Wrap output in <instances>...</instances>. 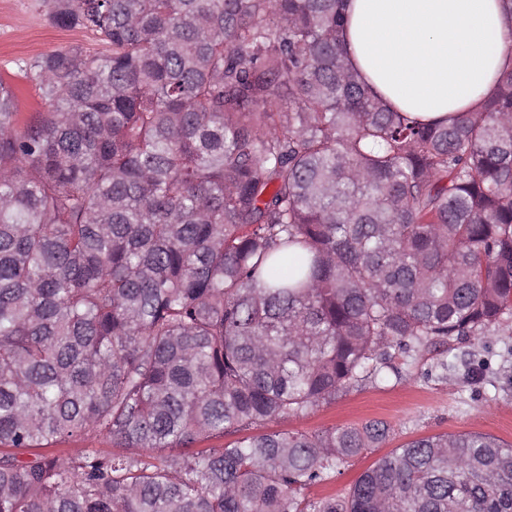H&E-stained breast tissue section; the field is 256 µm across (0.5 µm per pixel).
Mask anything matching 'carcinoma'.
<instances>
[{
	"instance_id": "1",
	"label": "carcinoma",
	"mask_w": 512,
	"mask_h": 512,
	"mask_svg": "<svg viewBox=\"0 0 512 512\" xmlns=\"http://www.w3.org/2000/svg\"><path fill=\"white\" fill-rule=\"evenodd\" d=\"M345 0H48L112 47L0 78V512H512V445L304 417L512 318V69L425 123L364 85ZM236 439L210 448L197 444ZM102 437L115 450L55 446Z\"/></svg>"
}]
</instances>
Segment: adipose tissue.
<instances>
[{
  "label": "adipose tissue",
  "instance_id": "obj_1",
  "mask_svg": "<svg viewBox=\"0 0 512 512\" xmlns=\"http://www.w3.org/2000/svg\"><path fill=\"white\" fill-rule=\"evenodd\" d=\"M343 42L366 86L425 123L478 108L512 66L505 0H347Z\"/></svg>",
  "mask_w": 512,
  "mask_h": 512
}]
</instances>
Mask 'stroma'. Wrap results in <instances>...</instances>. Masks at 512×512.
Returning a JSON list of instances; mask_svg holds the SVG:
<instances>
[{
	"mask_svg": "<svg viewBox=\"0 0 512 512\" xmlns=\"http://www.w3.org/2000/svg\"><path fill=\"white\" fill-rule=\"evenodd\" d=\"M59 47L89 56L107 47L83 28H59L48 19L46 0H0V78L17 88V122L25 124L47 106L20 75L19 64ZM449 354L430 349L413 361L394 358L377 378L362 382L313 414L269 423L272 431L314 432L333 426L385 420L392 434L385 444L348 461L308 497L346 496L358 477L406 441L433 434L479 432L512 445V330L493 336L452 340ZM447 359V373L435 365Z\"/></svg>",
	"mask_w": 512,
	"mask_h": 512,
	"instance_id": "stroma-1",
	"label": "stroma"
}]
</instances>
